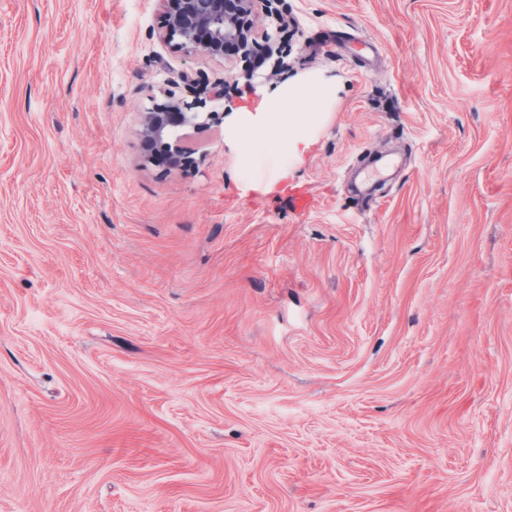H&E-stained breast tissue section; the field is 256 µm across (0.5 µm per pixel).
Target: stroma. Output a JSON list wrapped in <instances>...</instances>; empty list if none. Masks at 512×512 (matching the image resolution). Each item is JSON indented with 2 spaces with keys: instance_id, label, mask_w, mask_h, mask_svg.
<instances>
[{
  "instance_id": "stroma-1",
  "label": "stroma",
  "mask_w": 512,
  "mask_h": 512,
  "mask_svg": "<svg viewBox=\"0 0 512 512\" xmlns=\"http://www.w3.org/2000/svg\"><path fill=\"white\" fill-rule=\"evenodd\" d=\"M275 2L280 69L0 0V512H512V0ZM309 76L301 161L244 164ZM192 80L167 170L142 114ZM334 95V83L317 77L275 89L265 95V108L255 115L246 113L241 127L230 129L228 139L239 145L245 159H250L262 144L269 147L276 162L280 159L288 162V158L300 160ZM300 102L307 105V112H297Z\"/></svg>"
}]
</instances>
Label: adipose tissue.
I'll use <instances>...</instances> for the list:
<instances>
[{"mask_svg": "<svg viewBox=\"0 0 512 512\" xmlns=\"http://www.w3.org/2000/svg\"><path fill=\"white\" fill-rule=\"evenodd\" d=\"M335 85L324 78H308L288 88H278L265 96L266 105L257 114H245L241 126L230 129L228 138L239 145L243 157H251L258 146L270 149L284 174L285 159H300L323 112L334 99ZM306 111H298V104Z\"/></svg>", "mask_w": 512, "mask_h": 512, "instance_id": "adipose-tissue-1", "label": "adipose tissue"}]
</instances>
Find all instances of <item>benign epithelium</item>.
<instances>
[{"instance_id": "obj_1", "label": "benign epithelium", "mask_w": 512, "mask_h": 512, "mask_svg": "<svg viewBox=\"0 0 512 512\" xmlns=\"http://www.w3.org/2000/svg\"><path fill=\"white\" fill-rule=\"evenodd\" d=\"M162 9L163 39L188 55H201L211 59L224 58V45L235 41L243 51L250 50L254 27L250 17L261 3L271 0H158ZM225 83H195L196 97L188 101L171 98L144 113L142 137L148 147L168 149L166 159L171 166L182 164L179 151L172 148L171 140L178 128L193 122L201 103L200 95L213 100L224 98Z\"/></svg>"}]
</instances>
